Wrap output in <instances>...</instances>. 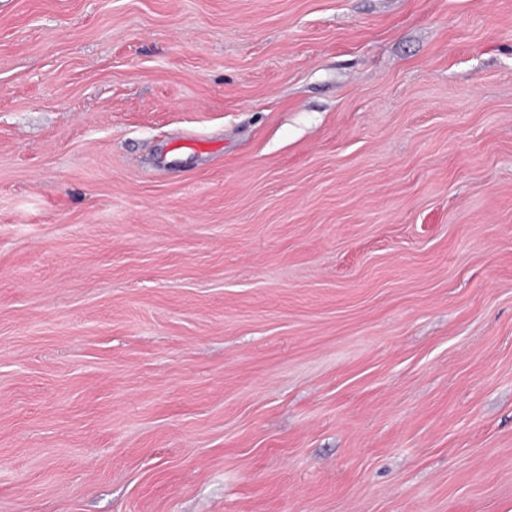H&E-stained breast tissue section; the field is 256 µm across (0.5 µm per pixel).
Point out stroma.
Here are the masks:
<instances>
[{
	"label": "stroma",
	"instance_id": "35a3bbf8",
	"mask_svg": "<svg viewBox=\"0 0 512 512\" xmlns=\"http://www.w3.org/2000/svg\"><path fill=\"white\" fill-rule=\"evenodd\" d=\"M0 512H512V0H0Z\"/></svg>",
	"mask_w": 512,
	"mask_h": 512
}]
</instances>
